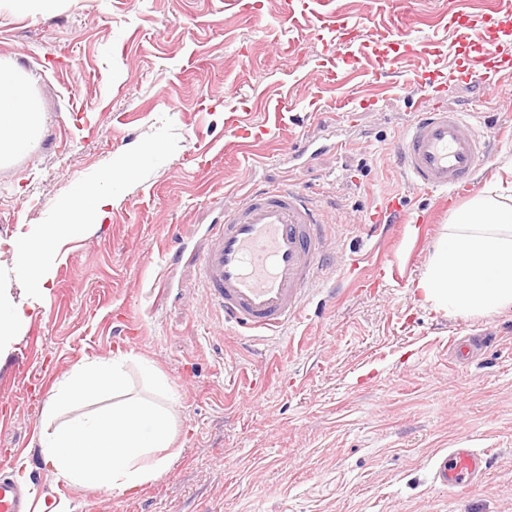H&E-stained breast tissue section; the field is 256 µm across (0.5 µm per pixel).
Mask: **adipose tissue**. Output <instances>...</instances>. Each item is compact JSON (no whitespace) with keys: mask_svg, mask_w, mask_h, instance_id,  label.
<instances>
[{"mask_svg":"<svg viewBox=\"0 0 512 512\" xmlns=\"http://www.w3.org/2000/svg\"><path fill=\"white\" fill-rule=\"evenodd\" d=\"M44 114L22 69L0 63V166L27 152L40 136ZM134 157H117L106 189L76 186L58 204L56 220L9 241L13 271L27 288L25 301L0 289V361L42 307L64 241L101 223L112 204L110 186L135 178ZM416 291L443 313L483 315L512 307V168L449 218ZM128 354L73 369L47 401L38 438L45 465L64 483L92 490L124 491L155 479L167 466L174 436L170 411L154 402L125 398ZM115 395L111 407L77 414L84 402Z\"/></svg>","mask_w":512,"mask_h":512,"instance_id":"obj_1","label":"adipose tissue"}]
</instances>
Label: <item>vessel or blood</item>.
I'll list each match as a JSON object with an SVG mask.
<instances>
[{"instance_id": "1", "label": "vessel or blood", "mask_w": 512, "mask_h": 512, "mask_svg": "<svg viewBox=\"0 0 512 512\" xmlns=\"http://www.w3.org/2000/svg\"><path fill=\"white\" fill-rule=\"evenodd\" d=\"M490 150L462 113L432 106L414 113L398 140L394 161L410 184L441 191L448 204L471 192ZM365 221L370 235L397 224H427L425 210L405 208L386 197ZM324 214L309 193L274 186L249 192L224 221L212 225L199 259L207 299L236 325L257 336L280 332L296 318L307 293L326 266ZM493 464L486 451L461 442L433 467L435 487L457 492L475 488ZM52 501L35 507L26 488L0 475V512H51Z\"/></svg>"}]
</instances>
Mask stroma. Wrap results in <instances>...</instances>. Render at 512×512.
Returning <instances> with one entry per match:
<instances>
[{"label":"stroma","instance_id":"stroma-1","mask_svg":"<svg viewBox=\"0 0 512 512\" xmlns=\"http://www.w3.org/2000/svg\"><path fill=\"white\" fill-rule=\"evenodd\" d=\"M60 0L56 12H0V60L21 67L44 112L36 144L0 167V240L54 223L76 184L99 185L122 155L101 224L65 243L39 313L0 369V472L26 471L37 497L70 512H512V308L434 312L415 291L451 215L396 225L363 217L406 184L392 147L413 113L469 112L495 152L477 187L512 162V66L460 79L449 64L488 45L512 56V0H328L359 27L357 61L335 87L316 0ZM421 54L402 50L406 40ZM287 95L307 118L243 143L229 109L256 125ZM327 145L295 157L316 123ZM344 141L342 150L333 141ZM292 185L326 213L336 265L288 328L242 336L198 281L209 225L251 190ZM395 275L360 288L380 256ZM130 353L131 395L148 362L168 384L170 462L137 488L59 483L35 435L74 366ZM493 452L484 485L434 487L432 462L458 441ZM138 172V163L134 157L120 156L112 164V168L106 173L104 181L108 187L126 182L135 178Z\"/></svg>","mask_w":512,"mask_h":512}]
</instances>
